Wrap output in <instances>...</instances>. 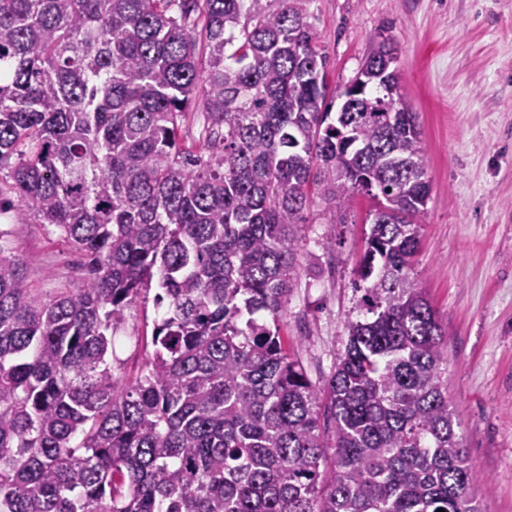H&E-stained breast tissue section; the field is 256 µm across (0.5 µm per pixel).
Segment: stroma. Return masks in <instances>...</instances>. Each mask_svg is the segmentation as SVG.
<instances>
[{
    "label": "stroma",
    "instance_id": "1",
    "mask_svg": "<svg viewBox=\"0 0 512 512\" xmlns=\"http://www.w3.org/2000/svg\"><path fill=\"white\" fill-rule=\"evenodd\" d=\"M307 9L329 87L353 79L381 37L395 43L427 157L417 269L448 336L449 400L469 459L489 481L485 512H512V0H309ZM370 210L361 197L342 220L320 200L305 214L306 268L278 330L315 381L330 375L346 340ZM1 231L29 287L51 294L81 282V255L51 227L19 223L5 204ZM162 315L150 299L127 311L115 375L136 377Z\"/></svg>",
    "mask_w": 512,
    "mask_h": 512
}]
</instances>
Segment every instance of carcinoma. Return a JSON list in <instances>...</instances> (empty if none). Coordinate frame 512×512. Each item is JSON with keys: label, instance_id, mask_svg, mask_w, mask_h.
<instances>
[{"label": "carcinoma", "instance_id": "1", "mask_svg": "<svg viewBox=\"0 0 512 512\" xmlns=\"http://www.w3.org/2000/svg\"><path fill=\"white\" fill-rule=\"evenodd\" d=\"M306 2L0 0V195L85 270L34 293L0 233V512H483L416 270L430 184L396 47L335 109ZM361 193L356 302L314 382L276 322L313 198ZM154 281L168 310L125 381L115 333ZM204 124V116L202 112H197L196 109L189 112L185 122V130L182 132L183 143L190 146L194 150H199L202 141L200 140L201 130Z\"/></svg>", "mask_w": 512, "mask_h": 512}]
</instances>
